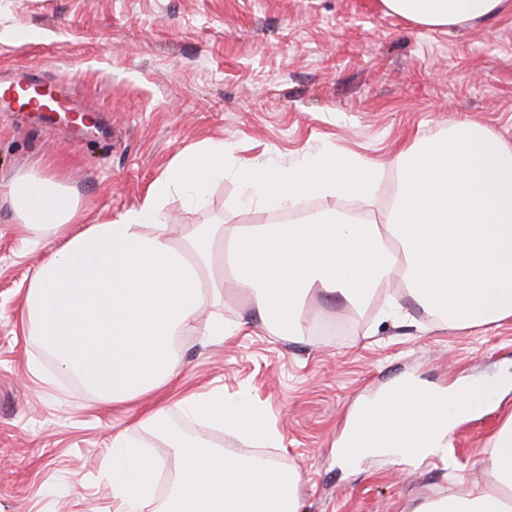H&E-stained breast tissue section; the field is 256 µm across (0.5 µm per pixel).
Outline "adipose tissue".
<instances>
[{
  "instance_id": "ef3b65f1",
  "label": "adipose tissue",
  "mask_w": 512,
  "mask_h": 512,
  "mask_svg": "<svg viewBox=\"0 0 512 512\" xmlns=\"http://www.w3.org/2000/svg\"><path fill=\"white\" fill-rule=\"evenodd\" d=\"M393 14L445 31L511 11L512 0H383ZM395 199L383 223L335 215L297 224H200L174 240L163 212L174 192L194 196L224 173L223 145L183 158L139 205L89 222L78 200L39 166L0 188L22 238L50 253L29 279L23 332L81 391L104 406L143 405L112 435L106 475L114 512H298L300 477L278 460L240 455L175 424L172 414L263 448L281 439L248 394L192 389L161 402L177 376L172 344L228 340L240 324L212 312L218 283L245 294L276 336L304 338L312 289L368 305L381 287L405 285L425 317L468 330L512 321V142L460 118L445 135L399 150ZM379 167L326 151L284 168L238 165L248 203L287 209L307 197L372 199ZM367 444L371 456L448 460V439L488 393L429 388L408 378ZM484 477L458 476L446 496L415 512H512V414L490 438ZM166 456H147L155 445ZM175 471H168V460ZM166 477L157 497V477Z\"/></svg>"
}]
</instances>
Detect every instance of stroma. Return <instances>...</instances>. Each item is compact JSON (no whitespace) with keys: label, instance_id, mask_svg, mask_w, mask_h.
<instances>
[{"label":"stroma","instance_id":"stroma-1","mask_svg":"<svg viewBox=\"0 0 512 512\" xmlns=\"http://www.w3.org/2000/svg\"><path fill=\"white\" fill-rule=\"evenodd\" d=\"M68 80L97 111L89 128L37 112H0V180L48 166L101 219L140 204L177 159L202 142L224 145L227 167L189 205L163 206L173 237L196 224H272L277 211L244 207L232 167H285L322 151L380 165L371 203L310 199L383 222L396 195L393 159L416 139L465 116L512 142V13L455 33L387 12L382 0H0V82L16 69ZM0 207V512H113L104 462L136 405L104 407L22 333L27 283L49 247L16 236ZM378 292L361 315L316 296L318 331L271 335L228 290L218 307L246 322L224 342H182L177 381L246 392L283 439L267 456L300 475V512H412L447 494L450 473L480 476L512 392L463 420L452 468L379 458L349 467L335 440L363 396L412 374L428 385L488 383L512 374V322L469 330L427 322L411 298L399 318Z\"/></svg>","mask_w":512,"mask_h":512}]
</instances>
